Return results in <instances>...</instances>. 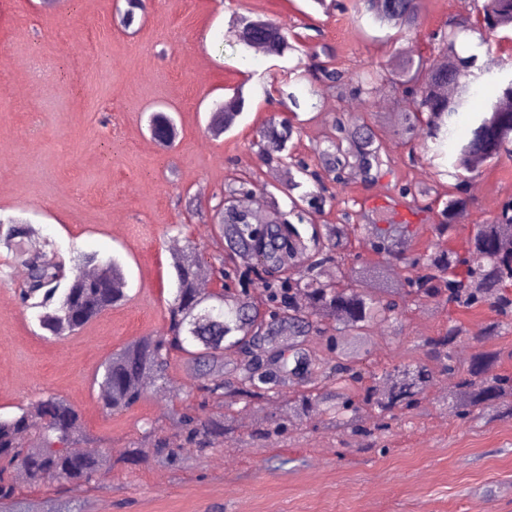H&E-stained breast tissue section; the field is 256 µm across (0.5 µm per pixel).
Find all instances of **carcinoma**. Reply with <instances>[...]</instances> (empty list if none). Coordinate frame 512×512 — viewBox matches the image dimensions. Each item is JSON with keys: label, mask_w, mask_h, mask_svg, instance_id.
Wrapping results in <instances>:
<instances>
[{"label": "carcinoma", "mask_w": 512, "mask_h": 512, "mask_svg": "<svg viewBox=\"0 0 512 512\" xmlns=\"http://www.w3.org/2000/svg\"><path fill=\"white\" fill-rule=\"evenodd\" d=\"M422 0H356L357 12L381 28L418 36ZM470 30L512 32V0H484L478 17L465 22ZM232 31L246 48L263 46L282 57L295 47L271 20L234 13ZM440 59L430 64L416 49L405 52L390 68L372 69L356 78L346 75L327 60L307 72L295 67L294 80L308 79V94L317 109L325 95L340 89L366 103L385 92L395 94L400 109L394 135L406 142L421 140L423 154L447 160L437 164L438 175L453 180L444 193L443 222L434 225L436 240L410 254L404 249L414 234L410 214L423 212L419 199L430 189L411 182L396 184L388 204L371 209L361 206L358 224H315L313 216L337 201L333 186L344 184L348 171L365 186L394 173V161L383 148L374 127L364 116L333 117L325 147L310 164L292 156L289 143L298 133V95L283 88L279 96L290 101V116L269 119L257 131V157L271 173L288 167V209L281 208L269 193L265 225L256 233L248 204L241 200L245 182L224 183L219 203L224 223L216 225L218 239L209 258L186 241L171 256L176 283L167 303V332L140 337L112 352L102 364L97 396L101 409L121 413L137 404L149 385L167 384L174 356L191 363L200 379L203 400L199 410L172 407L179 440L157 435L154 427L144 431L149 451L129 448L121 463L140 466L175 462L194 450L203 453L224 439V416L202 415L209 402L230 406L241 399L260 400L280 394L288 386V412L302 419L329 413V424L338 431L369 437L387 426V421L414 406L433 384L432 371L422 362L384 367L365 374L346 352L344 343L359 340L380 326L388 327L402 316L411 297L472 310L491 305L499 315L512 316V249L502 246V232L512 227V198L505 200L490 221L477 224L461 247L448 244L453 228L468 212L470 180L492 160H512V78L497 80V94L471 110L473 84L486 68L477 65L475 54L461 55L457 32L433 35ZM247 106L244 90L224 98V111L209 113L206 131L218 138L230 131ZM473 112L470 135L452 141L451 123L460 112ZM148 130L164 148L174 146L178 129L169 112H152ZM358 230L367 234L376 261L348 260L344 252ZM0 245L7 249L8 264L28 268V281L20 292L21 305L33 311L38 336L61 341L75 335L108 311L128 300L127 276L115 257L103 260L95 252L71 256V273L65 264L40 259L33 225L17 219H0ZM241 253L259 254L260 269L237 270L249 285L260 289L263 300L222 287L199 288L204 264L218 266L220 277L230 276L224 262ZM334 263L339 276L325 281L322 266ZM408 267L414 275L405 286L392 282L396 269ZM469 335L462 323L448 320V328L428 338L424 347L429 359L441 364L453 383L448 386V406L471 422L491 409L512 417V374L496 372L499 354L478 350L469 357L468 368L457 366L458 347ZM326 340L331 356L319 357L310 340ZM369 384L361 393L355 386ZM86 449L74 451L76 443ZM112 451L98 446L87 433L82 412L66 399L45 392L0 414V512H29L18 500L14 478L23 472L29 486L52 483L90 488L112 470Z\"/></svg>", "instance_id": "1"}]
</instances>
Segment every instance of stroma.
Returning a JSON list of instances; mask_svg holds the SVG:
<instances>
[{"mask_svg": "<svg viewBox=\"0 0 512 512\" xmlns=\"http://www.w3.org/2000/svg\"><path fill=\"white\" fill-rule=\"evenodd\" d=\"M483 3L423 0L414 46L430 55L429 36ZM115 9L116 0H67L60 10L44 0H0V218L36 224L65 259L76 251L119 257L129 295L77 335L47 342L15 293L25 269L9 268V281H0V411L43 392L81 409L88 433L116 462L93 489H69L88 512H512V419L462 422L441 399L448 379L440 373L419 406L377 432L369 449L324 418L287 416L274 398L226 408L232 429L205 453L172 465H121L145 421L159 435H174L167 411L182 398L197 404L200 383L174 359L170 387H147L131 409L109 415L97 403L96 375L113 351L165 333L174 288L169 245L189 239L212 252L204 218L225 182L242 177L262 194L269 176L251 144L270 117L288 113L272 89L288 82L294 66L313 65L323 46L337 67L355 73L395 63L412 45L359 17L353 0H333L327 13L308 0H147L134 33L117 23ZM235 12L271 19L295 51L277 57L236 45ZM457 49L477 54L482 65L512 62V41L491 34L461 33ZM239 86L249 95L247 111L231 131L210 137L212 108ZM354 104L349 94L331 93L318 111L301 113L294 153L316 159L330 117ZM358 107L375 119L396 167L375 185L337 186L339 197L375 201L397 181L432 184L428 162L411 159L410 146L396 139L390 100ZM158 109L176 118L173 148H161L147 129ZM476 181L482 191L456 225L453 245L512 197V160L488 163ZM495 317L487 306L463 313L412 301L401 328L376 329L361 341L357 360L369 371L416 360L449 319L474 331ZM267 418L283 420L279 434L257 435Z\"/></svg>", "mask_w": 512, "mask_h": 512, "instance_id": "stroma-1", "label": "stroma"}]
</instances>
